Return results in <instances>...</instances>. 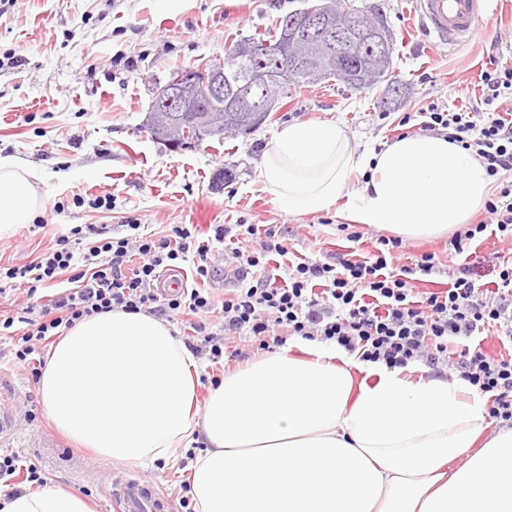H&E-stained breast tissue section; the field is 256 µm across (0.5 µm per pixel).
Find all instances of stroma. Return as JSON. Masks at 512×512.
<instances>
[{
  "label": "stroma",
  "mask_w": 512,
  "mask_h": 512,
  "mask_svg": "<svg viewBox=\"0 0 512 512\" xmlns=\"http://www.w3.org/2000/svg\"><path fill=\"white\" fill-rule=\"evenodd\" d=\"M379 6L395 38L392 75L408 86L403 100L386 101L384 84L353 90L336 80L289 84L275 112L251 133L217 144L203 141L173 151L145 126L156 86L191 64L222 58L236 40L268 31L306 0H18L0 14V156L25 161L40 176L43 207L36 224L0 238V265L22 266L82 224H144L163 235L171 225L194 224L205 235L216 225L258 224L280 229L286 256H272L254 279L302 260L372 253L380 232L363 227L348 241L339 207L292 214L254 172L279 128L292 121H336L352 150L382 149L410 134L403 116L430 103L453 108L478 100L480 73L490 63L512 66V15L480 25L468 42L432 44L413 24L414 0H356ZM110 196V209L94 206ZM450 235L402 242V264L435 254L429 275L415 274V293L448 290L449 271L471 270L472 280L496 289L501 257L512 241L483 236L455 254ZM0 404L32 416L0 434V454L35 463L47 483L107 512L112 480L135 475L177 496L188 474L176 464H117L60 434L48 421L38 385L0 344Z\"/></svg>",
  "instance_id": "obj_1"
}]
</instances>
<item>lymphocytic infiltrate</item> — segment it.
Listing matches in <instances>:
<instances>
[{"label": "lymphocytic infiltrate", "mask_w": 512, "mask_h": 512, "mask_svg": "<svg viewBox=\"0 0 512 512\" xmlns=\"http://www.w3.org/2000/svg\"><path fill=\"white\" fill-rule=\"evenodd\" d=\"M481 106L430 104L420 114L421 130L447 134L449 142L474 153L487 175L500 185L486 201L487 220L455 236L452 246L463 253L476 235L494 228L512 238V111L497 108L498 100L512 97V66H494L480 75ZM234 235L238 247L228 252L236 288L216 299L204 280L214 269L211 258L217 243ZM402 246L395 237L377 238L367 257L348 255L330 264L307 260L285 268L281 277L251 281L252 268L268 255L288 252L275 228L240 224L235 230L217 226L213 237H201L194 225H173L169 234L155 237L144 225L74 226L26 265L0 266V280L19 282L28 296L53 288L59 276L70 286L40 306H27L22 314L0 317V338H8L18 363L30 365L40 348L63 336L78 321L116 309L166 317L220 313L221 333L194 325L185 345L206 355L212 364L224 362V333L257 338L261 349L285 345L273 327H287L290 335L308 341L333 343L360 361L383 364L387 369L422 362L432 369L448 367L471 391L490 398L488 414L504 427H512V357H492L468 338L485 328H497L501 339L512 342V266L499 272L495 294L457 277L446 292L415 296L412 271L430 274L432 254H423L415 267L389 273L388 267ZM192 261L201 284L178 292H159L162 271ZM461 341L449 351L450 341Z\"/></svg>", "instance_id": "1"}]
</instances>
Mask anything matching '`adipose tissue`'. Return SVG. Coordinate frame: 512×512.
<instances>
[{"label": "adipose tissue", "instance_id": "ef3b65f1", "mask_svg": "<svg viewBox=\"0 0 512 512\" xmlns=\"http://www.w3.org/2000/svg\"><path fill=\"white\" fill-rule=\"evenodd\" d=\"M363 187L346 192L352 173ZM254 178L289 212L342 204L347 217L408 238L440 235L485 202L483 164L446 137L408 135L355 153L335 122L284 124ZM36 174L0 156V238L42 205ZM263 358L197 403L199 364L144 313L87 317L52 345L38 390L49 420L122 463L189 464L197 512H512V430L478 444L486 401L438 378L360 363L329 344ZM364 380H355L358 372ZM0 512H92L47 485Z\"/></svg>", "mask_w": 512, "mask_h": 512}]
</instances>
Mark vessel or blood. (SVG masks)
<instances>
[{"mask_svg":"<svg viewBox=\"0 0 512 512\" xmlns=\"http://www.w3.org/2000/svg\"><path fill=\"white\" fill-rule=\"evenodd\" d=\"M498 8V0H414L421 30L441 45L467 41ZM111 502L113 512H174L155 484L134 477L113 482Z\"/></svg>","mask_w":512,"mask_h":512,"instance_id":"vessel-or-blood-1","label":"vessel or blood"}]
</instances>
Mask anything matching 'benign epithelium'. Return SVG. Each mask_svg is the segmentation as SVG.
<instances>
[{
  "instance_id": "benign-epithelium-1",
  "label": "benign epithelium",
  "mask_w": 512,
  "mask_h": 512,
  "mask_svg": "<svg viewBox=\"0 0 512 512\" xmlns=\"http://www.w3.org/2000/svg\"><path fill=\"white\" fill-rule=\"evenodd\" d=\"M327 33L331 36L330 52H335L337 45L346 46L343 36L336 35L329 14L322 5L314 4L288 18L284 38L290 44L300 40L320 42ZM242 55L260 60L262 67H254L238 76L235 83L226 85L224 68L192 66L171 79L154 97L151 111L171 113L172 121L182 127L176 149H193L201 142L207 131V115L215 111L217 103L225 100L241 112L268 114L274 110L280 91L288 85L286 69L311 70L320 65L317 58L290 61L278 44L258 47L246 43L234 53L237 58Z\"/></svg>"
}]
</instances>
